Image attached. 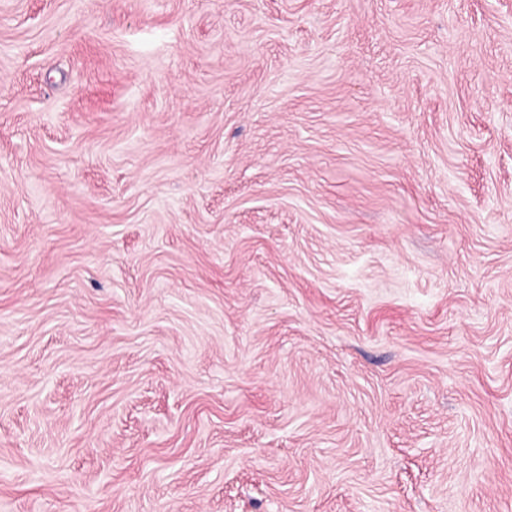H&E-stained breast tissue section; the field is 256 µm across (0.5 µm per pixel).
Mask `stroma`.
Instances as JSON below:
<instances>
[{
    "mask_svg": "<svg viewBox=\"0 0 512 512\" xmlns=\"http://www.w3.org/2000/svg\"><path fill=\"white\" fill-rule=\"evenodd\" d=\"M0 512H512V0H0Z\"/></svg>",
    "mask_w": 512,
    "mask_h": 512,
    "instance_id": "35a3bbf8",
    "label": "stroma"
}]
</instances>
